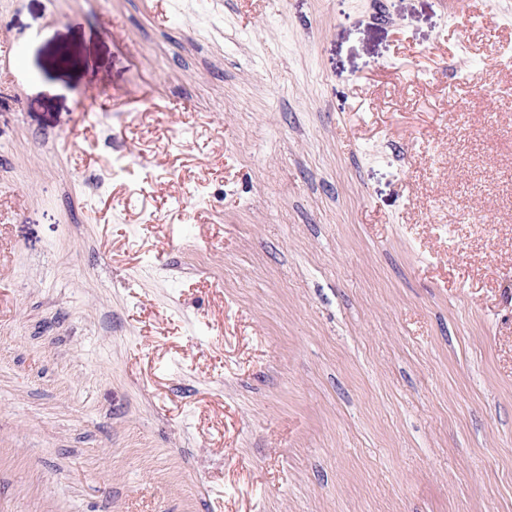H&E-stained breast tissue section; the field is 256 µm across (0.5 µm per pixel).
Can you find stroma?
<instances>
[{"label":"stroma","mask_w":512,"mask_h":512,"mask_svg":"<svg viewBox=\"0 0 512 512\" xmlns=\"http://www.w3.org/2000/svg\"><path fill=\"white\" fill-rule=\"evenodd\" d=\"M512 0H0V512H512Z\"/></svg>","instance_id":"35a3bbf8"}]
</instances>
